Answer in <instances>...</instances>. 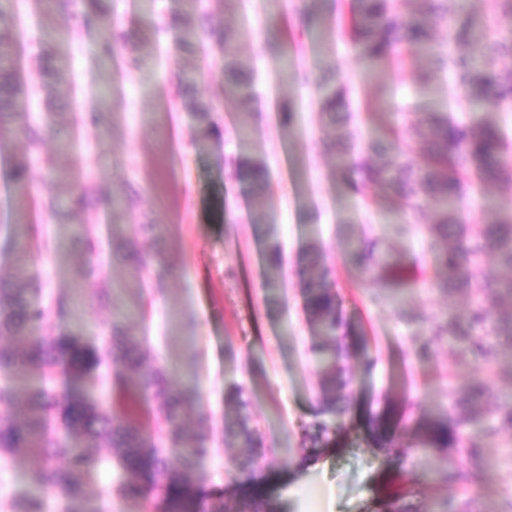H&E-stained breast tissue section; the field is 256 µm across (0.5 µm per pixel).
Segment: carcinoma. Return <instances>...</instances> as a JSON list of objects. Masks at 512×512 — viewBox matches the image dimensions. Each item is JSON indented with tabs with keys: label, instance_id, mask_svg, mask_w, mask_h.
<instances>
[{
	"label": "carcinoma",
	"instance_id": "carcinoma-1",
	"mask_svg": "<svg viewBox=\"0 0 512 512\" xmlns=\"http://www.w3.org/2000/svg\"><path fill=\"white\" fill-rule=\"evenodd\" d=\"M358 4L351 33L365 60L389 64L403 73L411 55L423 51L432 69L452 72L464 102L512 104V0H488L493 24L478 27L466 20L448 34L446 42L437 41L431 31L433 19L445 8L444 0H416L417 7L409 13L404 0H358ZM75 19L78 27L97 30L100 54L106 59L114 58L118 46L126 42L125 33L97 4L88 12L75 14ZM15 27L14 18L0 11V129L27 142L29 152L11 168L15 191L25 196L31 188V156L41 154L45 136L54 126L36 121L25 111V83L13 52ZM171 27L184 33L182 47L197 53L216 47L224 54V81L213 96L237 99L241 115L250 116L257 94L232 50L234 33L217 31L204 13L177 16L157 33ZM65 75L50 45L43 44L31 57L30 82L35 93H49L51 82ZM316 85L321 91V112L333 120L341 118L330 148L348 159L354 155L355 143L346 112L347 91L334 72L322 74ZM177 94L183 106L197 112L204 133L221 135L211 107L196 101L194 81L183 71L177 75ZM408 131L426 146L421 163H410L391 142L374 147L375 158L357 162L355 168L365 180L395 198V211L415 220L429 211L433 214L429 232L455 240L442 260L448 274L444 286L478 300L465 322L453 317L429 322L430 336L447 341L457 369L470 368L475 360L491 363L503 351L502 343H512V319L497 318L487 300H512V277L493 276L485 261L492 256L512 269V221L486 224L475 234L460 213V204L474 179L512 185V147L499 125L468 126L446 111L424 113L409 121ZM46 194L48 211L58 220L71 209L85 206L89 197L86 189L64 196L52 182ZM127 258L139 269L165 263L162 254L145 255L133 241ZM351 260L368 273L373 261L371 248H357ZM306 300L323 335L333 342L325 349V375L330 377L344 358L343 349L336 345L344 323L326 272L310 276ZM68 314V301L35 287L26 270L10 280L0 278V337L13 340L9 346L0 345V373L6 375L0 383V462L21 453L37 458L27 473L29 489L11 501L10 512H47L51 497L64 499L68 512H102L87 500L85 480L107 466L119 472L118 493L126 500L144 495L138 484L144 472L170 483L162 512H239L243 507L248 512H277L275 504L267 500L243 505L226 501L221 494L178 496L175 484L190 483L192 464L205 451L204 438L187 433L183 426L184 415L194 405L192 398L174 384L165 368L145 366L141 340L130 325H112L100 342L81 331L33 335L34 328ZM61 371L72 382H98L119 396L130 394L149 404L153 432H146L132 418H119L110 399L72 392L59 400L56 379ZM32 372L39 374V382L29 381ZM334 392L333 383L322 387L323 419L313 424L316 442L330 430L324 416L337 414ZM448 401V410L437 417L416 421L417 446L447 458V466L437 477V486L447 491L446 512H475L483 448L503 427H512V396L494 391L490 373L475 372L462 384H449ZM408 421L405 411L387 407L370 414V430L378 447L392 448L399 459H406L413 449L395 446L394 439L397 429ZM238 435L244 447L256 444L246 412L240 416ZM102 443L112 448L113 454L92 452Z\"/></svg>",
	"mask_w": 512,
	"mask_h": 512
}]
</instances>
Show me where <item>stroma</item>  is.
<instances>
[{
    "label": "stroma",
    "mask_w": 512,
    "mask_h": 512,
    "mask_svg": "<svg viewBox=\"0 0 512 512\" xmlns=\"http://www.w3.org/2000/svg\"><path fill=\"white\" fill-rule=\"evenodd\" d=\"M329 2L203 0L216 25L236 31L233 51L257 84V110L242 140L233 134V99L213 101L214 119L224 128L218 138L202 133L193 112L169 105L174 72L195 70L206 100H213V85L223 78L218 51L183 55L176 49L179 30L155 33L162 16L186 12V0H101L141 60L140 69L119 82L113 65L98 55L96 32L49 12L47 22L57 33L53 48L70 74L55 88L56 111H73L81 101L86 111L112 119L104 134L84 127L79 140L89 162L61 158L57 188L65 193L79 184L96 195L136 197L123 212L99 205L73 216V224L96 227L97 257L75 244L68 230L58 234L56 253L38 249L41 235L53 230L42 201V165L33 163L29 195L16 202L9 168L25 154L26 143L0 134V277H11L25 262L46 291L71 298L70 316L52 322L53 332L86 330L99 340L112 323L136 319L148 364L170 369L196 396L184 426L204 433L208 450L195 462L184 490L188 497L219 491L239 501L258 495L275 502L278 512H304L300 493L311 488L319 512H378L396 476L388 471L392 449L378 447L367 429L368 410L387 404L431 418L448 406L453 362L446 346H429L426 322L451 314L464 318L472 308L467 294L438 285L441 257L454 241L426 234L395 213L378 187L353 190L357 170L325 147L336 127L320 116L313 78L334 70L349 87L365 149L384 140L388 128L400 127L407 112L446 108L473 126L499 124L511 137L512 112L483 103L459 109L447 73L419 84L391 67L369 64L350 36L339 32ZM307 8L317 17L310 25L302 22ZM0 9L15 14V51L28 55L42 37L32 0H0ZM272 34L286 43V58L267 53ZM238 160L264 163L263 195L236 176ZM219 202L220 221L213 216ZM463 210L477 228L510 221L512 186L477 185ZM11 224L25 227L21 245L8 242ZM135 224L155 225L154 236L141 245L162 252L168 265L139 273L125 260ZM365 243L375 257L402 261L408 289L382 287L350 265L351 251ZM273 249L280 259L275 268L267 262ZM92 259L100 265L96 287L112 295L109 305L91 304L76 286ZM318 263L328 268L352 326L344 364L350 383L336 390L343 424L321 448L313 447L309 433L321 407L324 338L305 306L306 281ZM241 399L263 453L238 473L233 464L248 451L225 423L236 416ZM502 438L503 445L484 450L494 465L479 473L483 512H499L512 501V476L499 464L512 429L503 430ZM443 463V454L421 452L403 470L407 499L421 512H444L443 493L425 476Z\"/></svg>",
    "instance_id": "obj_1"
}]
</instances>
